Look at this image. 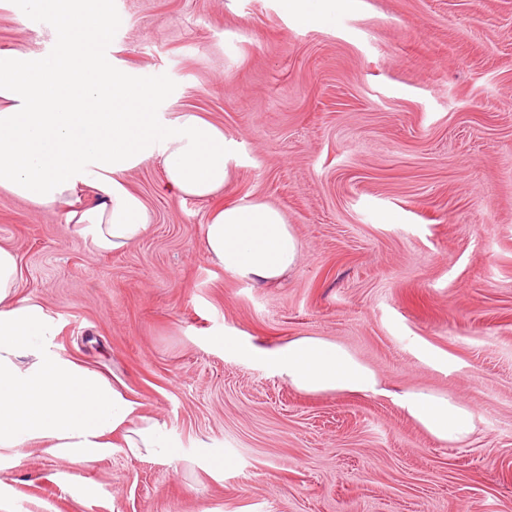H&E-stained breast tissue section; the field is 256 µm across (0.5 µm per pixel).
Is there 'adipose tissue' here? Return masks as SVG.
I'll return each instance as SVG.
<instances>
[{"instance_id":"obj_1","label":"adipose tissue","mask_w":512,"mask_h":512,"mask_svg":"<svg viewBox=\"0 0 512 512\" xmlns=\"http://www.w3.org/2000/svg\"><path fill=\"white\" fill-rule=\"evenodd\" d=\"M54 16L62 35L52 67L23 50L0 51V190L44 212H65L92 252L127 249L152 218L126 183L127 172L160 161L180 198L223 189L235 143L194 112H174L169 87L140 72L108 68L94 45L111 18L85 0H30ZM88 201L76 206L75 197ZM207 258L225 272L270 284L295 268L300 243L283 213L267 203L231 204L203 231ZM16 252L0 244V467L23 464L31 446L87 468L114 444L142 459L180 460L166 424L98 372L63 355L55 318L18 294ZM307 394H376L375 372L336 342L296 337L267 349L224 341ZM400 407L445 444L464 442L477 414L450 396L408 390Z\"/></svg>"}]
</instances>
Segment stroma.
I'll list each match as a JSON object with an SVG mask.
<instances>
[{
  "label": "stroma",
  "instance_id": "1",
  "mask_svg": "<svg viewBox=\"0 0 512 512\" xmlns=\"http://www.w3.org/2000/svg\"><path fill=\"white\" fill-rule=\"evenodd\" d=\"M98 51L172 88L237 143L209 199L160 163L129 172L154 228L91 254L64 213L0 191L19 293L56 318L60 351L165 422L185 452L126 449L75 469L33 446L0 469L17 512H512V0H336L299 22L279 0H112ZM59 26L0 5V51L40 55ZM265 202L300 243L259 286L203 251L214 209ZM321 336L385 395H307L225 353ZM472 407L445 445L391 394ZM224 458L211 470L206 453Z\"/></svg>",
  "mask_w": 512,
  "mask_h": 512
}]
</instances>
